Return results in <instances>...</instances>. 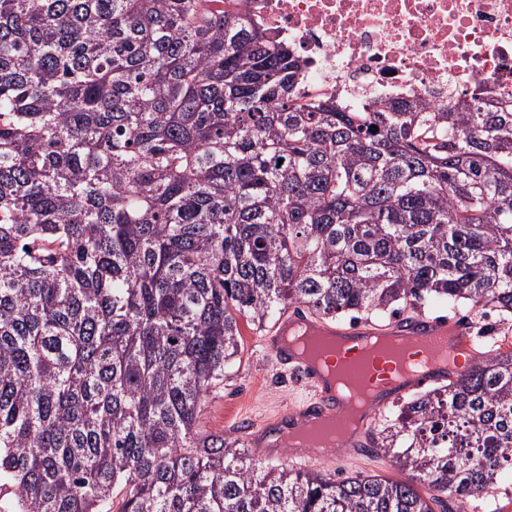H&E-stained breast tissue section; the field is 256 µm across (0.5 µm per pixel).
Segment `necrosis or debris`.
Returning a JSON list of instances; mask_svg holds the SVG:
<instances>
[{
	"label": "necrosis or debris",
	"instance_id": "obj_1",
	"mask_svg": "<svg viewBox=\"0 0 512 512\" xmlns=\"http://www.w3.org/2000/svg\"><path fill=\"white\" fill-rule=\"evenodd\" d=\"M307 62L303 98L347 110L482 88L512 99V0H244Z\"/></svg>",
	"mask_w": 512,
	"mask_h": 512
}]
</instances>
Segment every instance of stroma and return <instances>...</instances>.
Returning a JSON list of instances; mask_svg holds the SVG:
<instances>
[{
    "label": "stroma",
    "instance_id": "obj_1",
    "mask_svg": "<svg viewBox=\"0 0 512 512\" xmlns=\"http://www.w3.org/2000/svg\"><path fill=\"white\" fill-rule=\"evenodd\" d=\"M264 337V332L243 328L240 357L227 370L223 386L208 396L200 416L201 430L243 440L253 425L272 423L277 413L308 397L305 386L280 373L263 344ZM310 467L338 477L358 473L392 479L402 476L387 455L376 451L363 455L345 446L329 449L321 459L311 462Z\"/></svg>",
    "mask_w": 512,
    "mask_h": 512
}]
</instances>
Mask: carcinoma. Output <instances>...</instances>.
Segmentation results:
<instances>
[{
    "label": "carcinoma",
    "instance_id": "carcinoma-1",
    "mask_svg": "<svg viewBox=\"0 0 512 512\" xmlns=\"http://www.w3.org/2000/svg\"><path fill=\"white\" fill-rule=\"evenodd\" d=\"M303 67L236 0H0V512H451L512 471L481 339L373 433L399 480L200 431L243 320H512V104L348 112Z\"/></svg>",
    "mask_w": 512,
    "mask_h": 512
}]
</instances>
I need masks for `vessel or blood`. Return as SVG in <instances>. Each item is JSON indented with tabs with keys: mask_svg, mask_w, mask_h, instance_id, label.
Returning a JSON list of instances; mask_svg holds the SVG:
<instances>
[{
	"mask_svg": "<svg viewBox=\"0 0 512 512\" xmlns=\"http://www.w3.org/2000/svg\"><path fill=\"white\" fill-rule=\"evenodd\" d=\"M300 322V317L294 314L281 317L264 339L280 367L300 374L313 393L310 400L283 410L280 422L291 426L321 419L340 422L343 408L334 390L327 388L314 368L294 357L280 341L283 334ZM310 327L332 335L342 333L348 338V346L335 354L340 373L349 376L355 384L373 386L396 396L430 382L457 377L479 356L470 325L422 313L390 321L383 327L369 321L346 330L317 321L311 322ZM379 331L392 336V351L371 358L365 356L367 336Z\"/></svg>",
	"mask_w": 512,
	"mask_h": 512,
	"instance_id": "obj_1",
	"label": "vessel or blood"
}]
</instances>
